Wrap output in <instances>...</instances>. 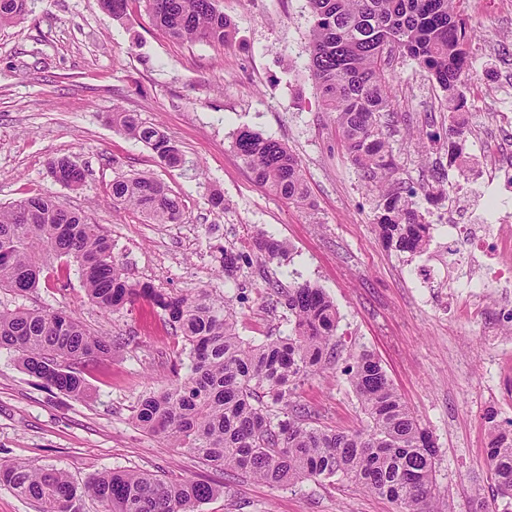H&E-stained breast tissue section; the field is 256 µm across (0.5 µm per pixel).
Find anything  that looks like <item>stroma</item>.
Instances as JSON below:
<instances>
[{
    "instance_id": "35a3bbf8",
    "label": "stroma",
    "mask_w": 512,
    "mask_h": 512,
    "mask_svg": "<svg viewBox=\"0 0 512 512\" xmlns=\"http://www.w3.org/2000/svg\"><path fill=\"white\" fill-rule=\"evenodd\" d=\"M474 31L472 72L460 87L467 128L483 129L487 150L512 142L490 91L512 87V11L494 0H458ZM236 27L232 44L172 39L143 0L113 18L100 0H28L24 18L0 28V204L36 194L101 225L130 281L171 291L220 295L222 248L250 253L237 274V332L257 343L288 333L281 293L302 279L323 288L339 312L335 358L297 388L293 401L319 424L366 428L367 418L343 373L354 354L378 356L393 385L433 435L442 512H502L489 478L487 409L512 419V333L491 339L493 313L511 288L459 296L476 280L467 255L449 257L433 236L416 255L384 249L374 218L372 182L347 158L306 67L311 28L307 0H220ZM394 108L384 121L396 170L392 190L414 188L424 221L446 208L432 195L461 180L453 165L445 97L406 57L390 68ZM138 113L176 144L181 166L161 162L145 144L112 125V113ZM248 127L288 145L301 162L309 208L288 204L257 183L233 148ZM85 172L73 190L54 181L51 159ZM150 174L180 197L177 224H154L113 205V179ZM223 204H215V197ZM263 229L285 243L283 263L251 250ZM65 310L94 332L112 336L111 358L86 372L89 393L73 398L44 388L0 349V464L58 469L78 485L112 470H144L171 481L216 487L195 512H397L385 498L343 477L270 485L204 465L136 428L145 392L172 382L184 343L146 303L102 312L78 275L67 287L43 281L23 297L0 292V308Z\"/></svg>"
}]
</instances>
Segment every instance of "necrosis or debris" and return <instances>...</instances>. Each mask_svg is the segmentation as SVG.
<instances>
[{
    "label": "necrosis or debris",
    "instance_id": "1",
    "mask_svg": "<svg viewBox=\"0 0 512 512\" xmlns=\"http://www.w3.org/2000/svg\"><path fill=\"white\" fill-rule=\"evenodd\" d=\"M454 162L470 183L469 188L453 187L454 207L465 209L467 221L442 212L437 222L448 239L449 256L467 253L481 259L483 281L487 284L512 282V210H492L480 193V186L512 189V164H503L488 155L458 151Z\"/></svg>",
    "mask_w": 512,
    "mask_h": 512
}]
</instances>
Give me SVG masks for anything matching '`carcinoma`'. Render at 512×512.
I'll return each instance as SVG.
<instances>
[{"instance_id": "obj_1", "label": "carcinoma", "mask_w": 512, "mask_h": 512, "mask_svg": "<svg viewBox=\"0 0 512 512\" xmlns=\"http://www.w3.org/2000/svg\"><path fill=\"white\" fill-rule=\"evenodd\" d=\"M145 2L152 20L174 39L224 45L234 38L235 24L224 16L219 0ZM454 2L308 0V69L358 169L385 176L393 168L381 117L393 107L389 66L395 54L430 74L446 93L448 110L465 109L459 87L468 75L471 34ZM25 4L0 0V27L20 17ZM112 125L149 146L166 165L181 163L171 140L137 114L116 111ZM233 146L256 182L298 208L309 205L300 162L284 143L241 128ZM49 172L53 177L62 173L69 188L84 183V172L66 157L51 160ZM378 190L375 224L381 242L400 252H423L431 232L413 201L415 193L382 184ZM110 197L154 224H177L182 218L180 198L149 174L113 180ZM252 239L268 261L286 257L284 245L264 230H255ZM54 260L59 265H52ZM250 261L242 252L221 250L220 268L227 275ZM73 266L97 307L114 312L145 299L188 346L185 375L138 401L133 420L143 431L211 467L269 484L342 475L363 491L389 499L399 512H440L433 437L372 353L361 351L344 370L368 419L366 429L345 432L317 425L293 405L299 384L334 351L339 312L323 289L305 282L283 291L288 335L254 344L236 331L238 296L217 299L205 291L173 293L130 282L101 226L54 196L0 205V292L24 296L43 278L64 287ZM113 347L112 337L89 332L66 311L0 309V349L17 352L30 375L68 396L84 395L85 368L112 356ZM484 420L497 496L512 501V420H498L493 408ZM0 482L39 504L40 512H75L77 488L63 472L15 462L0 465ZM83 493L102 512H194L215 489L203 481L172 482L141 470H118L99 475Z\"/></svg>"}]
</instances>
